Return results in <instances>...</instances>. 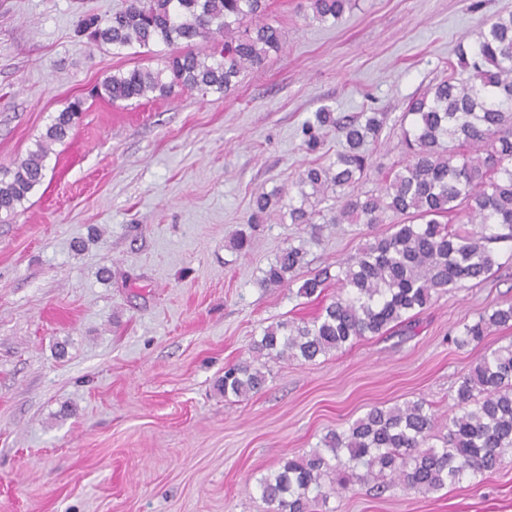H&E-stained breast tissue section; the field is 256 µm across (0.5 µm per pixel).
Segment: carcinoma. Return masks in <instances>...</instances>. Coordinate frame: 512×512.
<instances>
[{
	"label": "carcinoma",
	"instance_id": "obj_1",
	"mask_svg": "<svg viewBox=\"0 0 512 512\" xmlns=\"http://www.w3.org/2000/svg\"><path fill=\"white\" fill-rule=\"evenodd\" d=\"M313 18L339 20L351 0H309ZM268 0H124L102 18L82 20L80 31L96 42L124 49L163 44L170 49L164 67L119 71L93 88L112 102L167 98L175 88L227 95L243 70L263 66L283 48L279 27L265 21ZM218 42L206 53L200 43ZM467 77L452 73L411 99L409 126L402 127L405 158L379 179L372 191L358 190L375 174L368 148L378 139L384 117L362 112L343 121L316 113L307 125V150L319 145V130L335 129L342 149L335 157L305 168L294 182L297 194L253 198V216L287 209L292 224L311 230L319 224H387L386 233L361 245L337 265L303 280L297 295L322 293L336 281L339 294L312 322L284 321L265 327L251 362L224 367V395L246 397L265 382L262 358L311 362L389 326L412 328V311L428 307L436 294L481 284L495 266L491 244L512 241V12L482 24L472 50L458 51ZM83 111L75 99L55 115L37 148L9 178L0 179V215L10 216L45 178L49 146L64 141ZM333 199L332 207L319 205ZM464 214L467 222L442 219ZM303 246L290 244L262 271L260 284L280 287L294 282L305 264ZM498 327H512V302L466 324L454 342L481 344ZM459 414L448 422L441 446L430 444L435 414L420 398L402 405L371 407L346 431L331 430L324 450L287 460L280 470L259 479L271 512H313L319 501L340 494L354 482L373 483L381 494L400 487L437 492L464 477L484 476L512 450V342L486 350L454 386ZM329 479V485L323 480Z\"/></svg>",
	"mask_w": 512,
	"mask_h": 512
}]
</instances>
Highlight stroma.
<instances>
[{"label":"stroma","mask_w":512,"mask_h":512,"mask_svg":"<svg viewBox=\"0 0 512 512\" xmlns=\"http://www.w3.org/2000/svg\"><path fill=\"white\" fill-rule=\"evenodd\" d=\"M120 5L0 0V178L67 101L115 71L160 67L164 45L117 50L78 33L83 14ZM505 11L512 0H354L322 23L308 0H270L284 48L230 94L87 99L42 184L0 218V512H269L259 478L372 406L422 398L446 427L482 348L512 342V327L480 348L453 341L512 301L511 242L485 283L435 296L413 333L267 360L245 399L217 382L251 360L265 327L312 321L337 293L261 286L281 248L305 240L304 279L388 230L330 225L311 242L275 211L252 224L253 197L291 190L312 162L303 125L323 109L384 113L373 159L390 168L410 99ZM240 232L244 251L230 244ZM322 512H512V452L493 474L426 495L357 483Z\"/></svg>","instance_id":"1"}]
</instances>
